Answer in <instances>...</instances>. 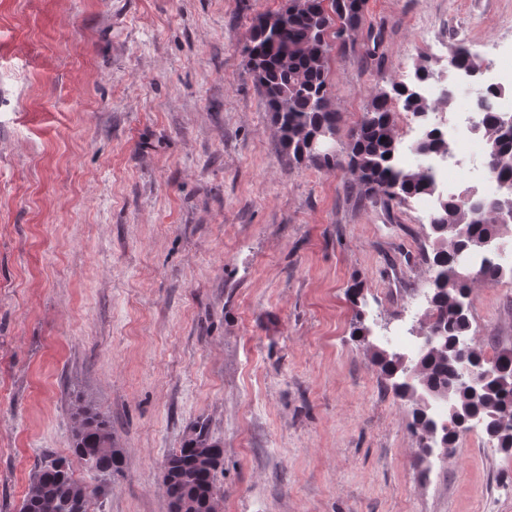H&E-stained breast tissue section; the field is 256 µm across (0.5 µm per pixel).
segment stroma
I'll use <instances>...</instances> for the list:
<instances>
[{"mask_svg":"<svg viewBox=\"0 0 512 512\" xmlns=\"http://www.w3.org/2000/svg\"><path fill=\"white\" fill-rule=\"evenodd\" d=\"M286 3L0 0V512L70 455L77 398L123 460L93 512H169L165 460L202 421L223 512H512V456L425 459L372 357L419 325L428 210L289 161L243 51ZM463 34L485 64L512 54V0H367L329 55L337 154ZM471 300L494 357L512 278Z\"/></svg>","mask_w":512,"mask_h":512,"instance_id":"35a3bbf8","label":"stroma"}]
</instances>
